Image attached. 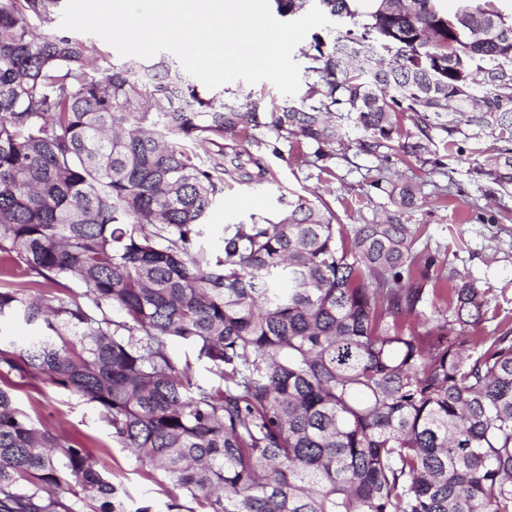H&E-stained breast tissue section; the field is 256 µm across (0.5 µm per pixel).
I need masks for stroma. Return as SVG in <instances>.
Wrapping results in <instances>:
<instances>
[{"label": "stroma", "instance_id": "obj_1", "mask_svg": "<svg viewBox=\"0 0 512 512\" xmlns=\"http://www.w3.org/2000/svg\"><path fill=\"white\" fill-rule=\"evenodd\" d=\"M345 130L347 149L337 152L328 175L314 166L309 148L272 130H256L254 140L245 146L251 160L244 165V176L226 188L205 218V250L219 252L233 225L274 216L286 198L329 201L348 232L355 225L380 219L391 207L387 195L373 185L382 173L412 182L421 191L417 207L408 210L403 220L418 227L415 248L432 256V275L460 273L474 279L489 302L486 333L500 330L504 320H512V190L486 200L484 184L469 174L474 164L471 155L445 159L437 169L407 164L396 156L382 163L358 153L355 143L360 130L350 124ZM258 162L267 169L266 181H248L247 172ZM11 382L18 406L42 424L78 438L93 457L106 462L126 512L146 505L151 512H169L174 501L185 512H197L198 503L177 493L167 477L142 464L113 439L96 404L38 374L25 379L15 376Z\"/></svg>", "mask_w": 512, "mask_h": 512}]
</instances>
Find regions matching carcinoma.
Listing matches in <instances>:
<instances>
[{"label":"carcinoma","mask_w":512,"mask_h":512,"mask_svg":"<svg viewBox=\"0 0 512 512\" xmlns=\"http://www.w3.org/2000/svg\"><path fill=\"white\" fill-rule=\"evenodd\" d=\"M59 2L0 0V253L35 275L0 287V318L33 329L0 370L96 404L210 512H512V327L485 333L476 282L430 275L402 220L413 185L375 180L394 210L347 246L325 201L234 225L215 257L201 244L233 178L224 139L268 128L329 173L338 112L382 161L490 141L470 173L512 188V16L497 0H380L361 20L348 0H274L353 27L313 35L303 96L261 112L201 95L164 55L111 62L59 27ZM171 338L224 386L193 383ZM116 492L0 386V512H116Z\"/></svg>","instance_id":"cac0c4a2"}]
</instances>
